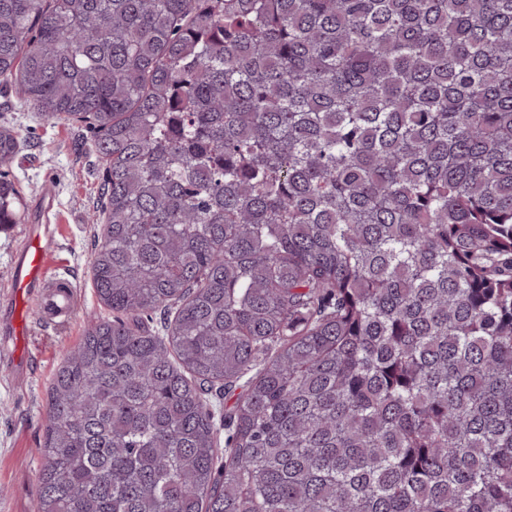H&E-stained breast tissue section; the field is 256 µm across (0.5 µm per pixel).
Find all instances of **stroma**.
<instances>
[{
	"instance_id": "obj_1",
	"label": "stroma",
	"mask_w": 512,
	"mask_h": 512,
	"mask_svg": "<svg viewBox=\"0 0 512 512\" xmlns=\"http://www.w3.org/2000/svg\"><path fill=\"white\" fill-rule=\"evenodd\" d=\"M15 127L23 150L5 167L17 183L24 202L23 224H53L59 272L74 277L83 291V303L70 328L41 327L32 298L18 304V314L31 326L21 337V349L39 347L43 358L28 385L12 380L9 365L0 364V512H34L37 449L43 440L47 392L64 352L81 339L87 320L105 314L91 281L90 263L99 227L90 217L100 201L102 172L91 149L87 128L51 122L22 106L14 87L0 84V125ZM23 224L0 231V285L9 280L10 267Z\"/></svg>"
}]
</instances>
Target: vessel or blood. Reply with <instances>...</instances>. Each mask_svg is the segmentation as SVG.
<instances>
[{
	"mask_svg": "<svg viewBox=\"0 0 512 512\" xmlns=\"http://www.w3.org/2000/svg\"><path fill=\"white\" fill-rule=\"evenodd\" d=\"M54 240L39 225H27L16 253L7 287L0 289V334L14 337L21 327L16 316L19 296L38 299L43 326H68L79 302L74 283L51 269ZM34 359L33 354L19 355L0 350V363L12 366L16 382H23Z\"/></svg>",
	"mask_w": 512,
	"mask_h": 512,
	"instance_id": "1",
	"label": "vessel or blood"
}]
</instances>
